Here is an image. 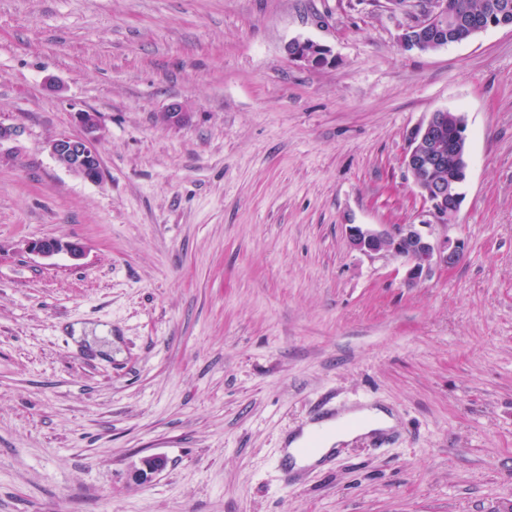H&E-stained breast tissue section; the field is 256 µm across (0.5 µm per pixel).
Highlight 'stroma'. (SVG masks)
Listing matches in <instances>:
<instances>
[{"instance_id":"obj_1","label":"stroma","mask_w":512,"mask_h":512,"mask_svg":"<svg viewBox=\"0 0 512 512\" xmlns=\"http://www.w3.org/2000/svg\"><path fill=\"white\" fill-rule=\"evenodd\" d=\"M386 0H0V512H500L512 503V29L404 48ZM295 39L330 63L290 61ZM180 104L188 119L166 124ZM98 113L103 178L53 139ZM463 113L460 263L410 284L403 155ZM80 243L43 258L29 241ZM389 411L282 479L321 412ZM166 468L133 478L141 458Z\"/></svg>"}]
</instances>
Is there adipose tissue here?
I'll use <instances>...</instances> for the list:
<instances>
[{"label": "adipose tissue", "mask_w": 512, "mask_h": 512, "mask_svg": "<svg viewBox=\"0 0 512 512\" xmlns=\"http://www.w3.org/2000/svg\"><path fill=\"white\" fill-rule=\"evenodd\" d=\"M394 424V417L379 407L356 409L312 423L290 440V448L295 452L293 466L297 469L320 466L324 458L357 436L386 431ZM315 435L320 438L319 451L313 455L301 454V447Z\"/></svg>", "instance_id": "obj_1"}]
</instances>
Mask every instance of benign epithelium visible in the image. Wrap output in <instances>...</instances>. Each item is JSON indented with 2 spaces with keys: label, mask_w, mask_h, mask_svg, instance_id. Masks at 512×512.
Segmentation results:
<instances>
[{
  "label": "benign epithelium",
  "mask_w": 512,
  "mask_h": 512,
  "mask_svg": "<svg viewBox=\"0 0 512 512\" xmlns=\"http://www.w3.org/2000/svg\"><path fill=\"white\" fill-rule=\"evenodd\" d=\"M419 20L401 28L399 41L419 51L435 43L455 44L466 41L488 29L485 20L469 18L462 30L448 24L443 0H427L419 8ZM288 58L311 66L328 63L330 50L310 40L295 39L286 46ZM76 123L82 128L79 136H61L48 144L50 155L58 165L77 176L96 183L102 178V162L94 146V133L99 128L98 115L94 112L75 113ZM448 114L433 112L426 121L409 134L403 164L418 189L423 202L421 220L417 224L381 225L377 228L366 224H349L346 227L350 247L359 254L376 259L391 254L405 261V278L418 283L432 275L437 268L450 269L462 259L465 243L447 237L435 238L432 227L446 225L460 210L465 194L458 186L465 183L463 174L468 171V135L465 125L458 126L457 136L443 142L442 133ZM458 159L462 175L448 179L442 172L448 169V155ZM31 252L42 257L61 253L73 260L82 256L79 244L62 238H45L28 243ZM167 460L159 455L141 460V468L134 472L138 480L146 481L163 471Z\"/></svg>",
  "instance_id": "1"
}]
</instances>
